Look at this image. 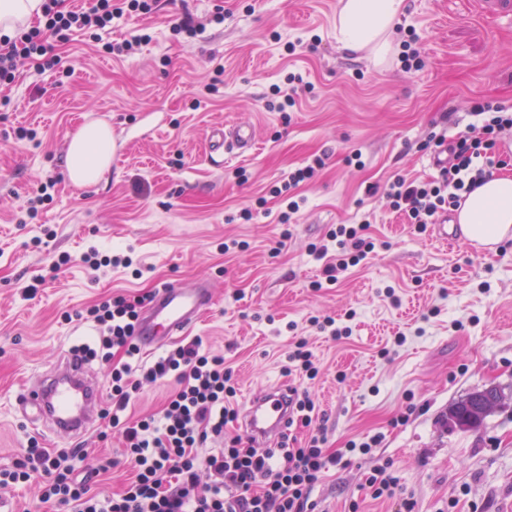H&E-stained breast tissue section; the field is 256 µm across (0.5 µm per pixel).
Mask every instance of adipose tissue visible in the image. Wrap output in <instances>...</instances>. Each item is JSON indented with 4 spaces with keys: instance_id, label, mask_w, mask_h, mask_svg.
I'll return each instance as SVG.
<instances>
[{
    "instance_id": "obj_1",
    "label": "adipose tissue",
    "mask_w": 512,
    "mask_h": 512,
    "mask_svg": "<svg viewBox=\"0 0 512 512\" xmlns=\"http://www.w3.org/2000/svg\"><path fill=\"white\" fill-rule=\"evenodd\" d=\"M405 0H340L336 15L339 48L368 52L384 62L392 51L390 30L402 12ZM112 164V129L102 121H91L71 140L66 167L78 186L97 184ZM465 235L492 244L512 235V177L492 175L465 197L457 212Z\"/></svg>"
}]
</instances>
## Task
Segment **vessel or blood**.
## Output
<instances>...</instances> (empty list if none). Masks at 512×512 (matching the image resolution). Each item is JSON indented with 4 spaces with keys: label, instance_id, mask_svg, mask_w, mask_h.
Returning a JSON list of instances; mask_svg holds the SVG:
<instances>
[{
    "label": "vessel or blood",
    "instance_id": "vessel-or-blood-1",
    "mask_svg": "<svg viewBox=\"0 0 512 512\" xmlns=\"http://www.w3.org/2000/svg\"><path fill=\"white\" fill-rule=\"evenodd\" d=\"M211 141L213 153L245 154L253 150L256 138L249 126L235 124L214 128ZM212 302V292L204 280L162 286L140 314L136 330L140 347L151 349L183 336ZM291 396L290 386L278 384L247 399L243 426L256 447H269L284 431L291 415ZM17 402L32 425H42L74 439L88 434L97 424L101 398L84 360L73 355L37 382L25 384Z\"/></svg>",
    "mask_w": 512,
    "mask_h": 512
}]
</instances>
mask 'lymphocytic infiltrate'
<instances>
[{
    "mask_svg": "<svg viewBox=\"0 0 512 512\" xmlns=\"http://www.w3.org/2000/svg\"><path fill=\"white\" fill-rule=\"evenodd\" d=\"M152 0H91L83 10H64L60 0H44L43 26L16 37L0 38V85L15 78L17 58L40 60L54 68L58 59L49 37L67 38L75 31L102 30L127 13L146 14ZM483 119L485 139L466 136L447 141L431 135L436 148L448 151V163L427 181L396 176L383 189L391 209L408 215L418 233L457 209L462 199L482 182L496 164L494 148L499 135L512 131V115L493 103L475 107ZM367 224H340L324 243L313 245L322 260L327 282L357 266L374 248ZM141 300L115 297L89 307L84 315L98 333L95 346L76 347L85 359H111L121 350L123 360L111 371L105 425L120 429L123 452L134 476L118 493L92 491L84 462L90 451L72 448L52 452L29 439L21 457L0 466V488L38 479L40 500L59 512H314L311 493L325 469L340 464L346 453L370 454L379 437L348 441L346 449L328 451L323 429L314 427L316 405L307 392H295L292 425L309 429L303 446L281 441L260 450L244 434L225 435L224 427L236 412L233 372L223 356L206 352L195 338L167 350L152 363L140 359L134 333ZM177 387L160 416L138 420L125 412L141 390L166 379ZM224 437L223 448L199 455L209 437Z\"/></svg>",
    "mask_w": 512,
    "mask_h": 512,
    "instance_id": "f902f5d3",
    "label": "lymphocytic infiltrate"
}]
</instances>
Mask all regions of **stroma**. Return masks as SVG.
<instances>
[{
  "label": "stroma",
  "instance_id": "obj_1",
  "mask_svg": "<svg viewBox=\"0 0 512 512\" xmlns=\"http://www.w3.org/2000/svg\"><path fill=\"white\" fill-rule=\"evenodd\" d=\"M405 5L391 39L417 50L420 66L408 73L400 60L377 66L337 47L339 0H159L152 14L113 20L100 40L55 41L56 69L20 61L0 89V465L29 437L61 444V434L25 424L15 396L72 347L94 344L80 312L204 277L214 303L190 335L232 367L235 409L285 382L309 391L328 448L382 438L371 455L322 474L316 512H396V500L361 489L380 460L391 461L415 512H512V237L488 251L467 239L446 244L366 192L399 174L436 176L423 143L433 132L469 134L482 123L476 105L512 111V19L483 16L474 0ZM186 14L198 29L191 38L172 29ZM145 32L152 39L135 54L103 51ZM291 72L304 79L296 104L276 111ZM94 120L111 126L119 155L102 182L77 187L65 151ZM236 122L253 126L256 147L215 164L211 131ZM22 127L36 138L17 139ZM353 152L362 167L346 164ZM318 155L326 165L285 228L269 191ZM51 178V201L28 216L29 198ZM364 220L374 250L336 284L314 288L323 264L311 245ZM91 245L132 264L93 271L81 261ZM37 278L40 290L26 295ZM348 312L352 333L340 341L310 323ZM301 336L319 369L313 380L284 372ZM489 386L503 401L478 429L446 425L452 403ZM79 445L93 449L89 465L113 463L93 491L115 493L130 480L118 431L104 441L91 432Z\"/></svg>",
  "mask_w": 512,
  "mask_h": 512
}]
</instances>
